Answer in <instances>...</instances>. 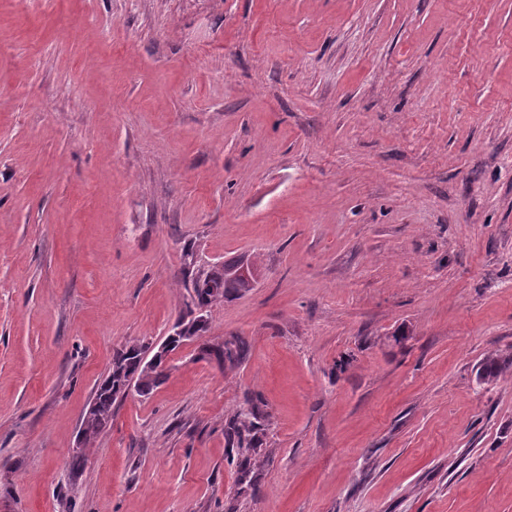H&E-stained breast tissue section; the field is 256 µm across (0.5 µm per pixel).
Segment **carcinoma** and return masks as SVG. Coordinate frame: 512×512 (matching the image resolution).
<instances>
[{"instance_id": "carcinoma-1", "label": "carcinoma", "mask_w": 512, "mask_h": 512, "mask_svg": "<svg viewBox=\"0 0 512 512\" xmlns=\"http://www.w3.org/2000/svg\"><path fill=\"white\" fill-rule=\"evenodd\" d=\"M237 263L238 260L231 259L207 269L201 288L198 289L200 302L210 308L246 290L244 282L232 274ZM149 348L150 345L144 343L131 344L113 354L107 374L96 393L94 408L82 420L81 430L85 438L82 454L70 460V468L84 470L92 444L112 426L115 405L127 398L129 385H134L137 396L147 398L167 380L170 369L159 362L146 365L144 357ZM247 350V342L236 336L224 342V348L216 355L215 361L223 369L236 367L245 358ZM511 368V360L505 361L491 355L484 360L482 370L488 380L493 382ZM265 419L261 402L256 400L224 424L227 453L230 461L236 462L238 484L245 489L257 483L251 457L259 452L262 445Z\"/></svg>"}]
</instances>
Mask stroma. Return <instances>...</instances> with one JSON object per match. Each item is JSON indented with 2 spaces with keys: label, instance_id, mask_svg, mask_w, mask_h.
Wrapping results in <instances>:
<instances>
[{
  "label": "stroma",
  "instance_id": "obj_1",
  "mask_svg": "<svg viewBox=\"0 0 512 512\" xmlns=\"http://www.w3.org/2000/svg\"><path fill=\"white\" fill-rule=\"evenodd\" d=\"M259 256L82 475L181 249ZM244 337L232 369L201 358ZM512 0H0V512H512ZM267 415L240 494L224 423ZM150 346L149 343L126 345L113 354L107 374L96 393L94 408L82 420L84 447L83 436L80 434L70 449V458L79 456L82 452L79 457L70 460L71 469L84 471L92 444L112 426L115 405L127 398L129 385V394L133 393L134 384V393L148 398L167 380L171 366L165 368L161 362L146 366L144 357Z\"/></svg>",
  "mask_w": 512,
  "mask_h": 512
}]
</instances>
